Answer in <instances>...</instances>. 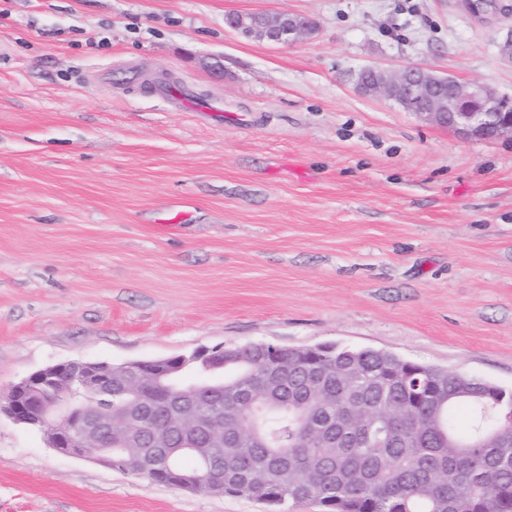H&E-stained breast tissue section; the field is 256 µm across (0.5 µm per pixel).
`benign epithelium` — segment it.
<instances>
[{"label":"benign epithelium","mask_w":512,"mask_h":512,"mask_svg":"<svg viewBox=\"0 0 512 512\" xmlns=\"http://www.w3.org/2000/svg\"><path fill=\"white\" fill-rule=\"evenodd\" d=\"M225 25L247 38L285 45L309 38L316 31L310 17L288 11L274 16L232 13L225 18ZM359 87L366 95L393 100L405 111L467 138L512 142V99L482 84L463 85L412 64L398 72L367 69L359 75ZM222 352L224 347L216 346L163 358L162 376H172L193 362L217 359ZM153 368L155 365L144 361L127 362L116 374L114 365L105 362L70 360L49 365L0 392V412L43 433L48 445L59 453L111 467L118 452L112 447L116 421L112 412L91 408L86 399L101 395L105 382L112 381L114 374L122 386L133 387L152 375ZM169 427L183 433L190 427L194 434L204 432L224 441V425L188 401L179 402L178 411L169 415ZM169 443L168 432L150 433V447L139 465L148 467L157 459L172 462L167 453Z\"/></svg>","instance_id":"1"}]
</instances>
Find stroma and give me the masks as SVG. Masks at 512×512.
<instances>
[{"label": "stroma", "instance_id": "stroma-1", "mask_svg": "<svg viewBox=\"0 0 512 512\" xmlns=\"http://www.w3.org/2000/svg\"><path fill=\"white\" fill-rule=\"evenodd\" d=\"M281 11L317 33L224 25ZM511 35L512 0H0V389L250 342L512 389V142L357 88L418 64L512 97ZM0 512L273 509L59 454L2 414ZM225 25L247 38L285 45L310 38L316 31V23L309 16L288 11L274 16L232 13L225 18Z\"/></svg>", "mask_w": 512, "mask_h": 512}]
</instances>
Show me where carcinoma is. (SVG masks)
<instances>
[{"instance_id":"cac0c4a2","label":"carcinoma","mask_w":512,"mask_h":512,"mask_svg":"<svg viewBox=\"0 0 512 512\" xmlns=\"http://www.w3.org/2000/svg\"><path fill=\"white\" fill-rule=\"evenodd\" d=\"M217 406L190 371L144 393L160 405L195 394L199 411L224 420V447L186 440L175 460L137 469L139 449L115 467L180 486L201 455L222 461L201 495L251 493L275 506L318 500L328 512H512V424L486 403L487 384L370 348L272 350L265 342L224 347ZM136 397L112 385L103 397L119 421ZM350 405L355 447L312 442Z\"/></svg>"}]
</instances>
